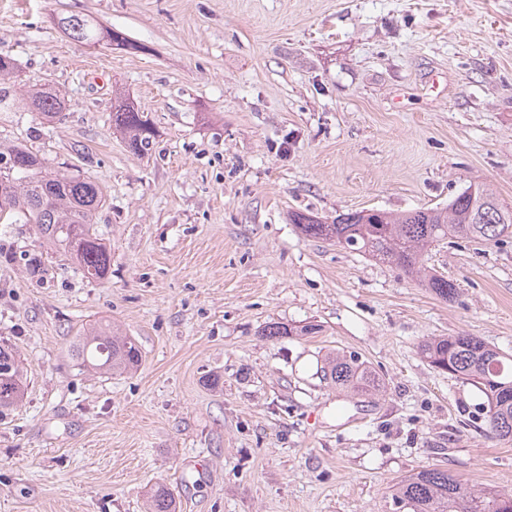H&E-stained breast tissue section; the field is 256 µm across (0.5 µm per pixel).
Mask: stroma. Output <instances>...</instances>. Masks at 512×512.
<instances>
[{
  "instance_id": "stroma-1",
  "label": "stroma",
  "mask_w": 512,
  "mask_h": 512,
  "mask_svg": "<svg viewBox=\"0 0 512 512\" xmlns=\"http://www.w3.org/2000/svg\"><path fill=\"white\" fill-rule=\"evenodd\" d=\"M68 14L147 50L75 42ZM1 52L69 108L42 124L16 100L0 141L103 189L112 271L86 279L32 225L0 224V341L28 376L0 413V512H147L160 484L179 512H392L428 466L512 493L485 395L419 351L463 333L512 355V239L433 247L446 301L291 220L472 185L512 207V0H0ZM118 100L150 118L151 154L113 130ZM99 321L135 339L136 369L75 365ZM308 322L320 333L262 334ZM336 351L384 395L327 384Z\"/></svg>"
}]
</instances>
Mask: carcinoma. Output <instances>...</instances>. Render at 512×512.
Instances as JSON below:
<instances>
[{"mask_svg":"<svg viewBox=\"0 0 512 512\" xmlns=\"http://www.w3.org/2000/svg\"><path fill=\"white\" fill-rule=\"evenodd\" d=\"M60 28L77 42L98 40V28L88 18L70 14ZM15 59L0 54V112H9L19 86ZM29 110L43 120L65 118L67 100L53 87L30 88L24 94ZM134 154L150 152L155 130L144 113L123 104L112 113ZM101 187L78 171H55L27 145L0 144V224H33L43 244L69 255L84 277L103 280L111 272L110 247L94 231V217L103 207ZM293 223L309 237L341 244L372 259L396 266L437 297L451 300L455 284L425 267L424 254L446 239L489 244L512 238V208L502 206L490 189L472 196L462 192L443 207L406 211L361 210L340 214L328 223L293 213ZM421 354L442 372L473 382L486 395V422L492 437L512 440V355L488 346L477 336L461 334L425 339ZM70 356L82 369L98 373L138 367L135 340L99 322L74 337ZM323 379L355 395L383 392L379 375L355 354L328 356ZM26 377L21 360L8 344L0 343V409L22 401ZM394 512H512V493L465 486L440 467H424L396 483ZM153 512H176V502L164 484L152 494Z\"/></svg>","mask_w":512,"mask_h":512,"instance_id":"obj_1","label":"carcinoma"}]
</instances>
